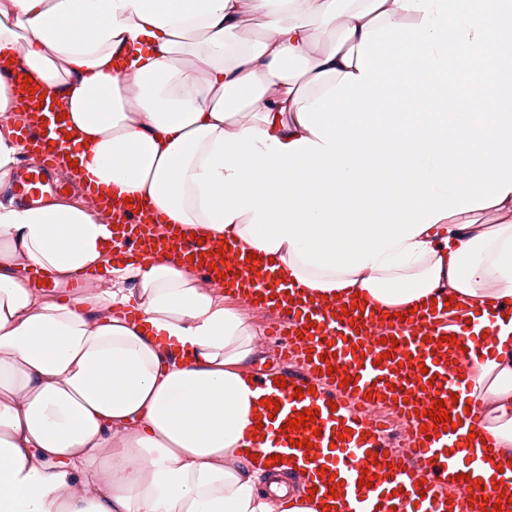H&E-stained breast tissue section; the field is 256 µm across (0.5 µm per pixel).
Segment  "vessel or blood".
I'll return each mask as SVG.
<instances>
[{
	"instance_id": "b4317fda",
	"label": "vessel or blood",
	"mask_w": 512,
	"mask_h": 512,
	"mask_svg": "<svg viewBox=\"0 0 512 512\" xmlns=\"http://www.w3.org/2000/svg\"><path fill=\"white\" fill-rule=\"evenodd\" d=\"M20 97L13 125L23 146L40 149L43 165L23 169L14 190L16 196L37 201L63 193L70 182L64 155L48 136L50 119L37 113L38 102L28 91ZM82 194L84 203L93 204L105 224L114 227L123 259L202 256L196 269L204 285L216 284L217 274L232 270L233 285L243 290L249 307L278 312L275 331L287 337L295 368L285 373L282 388L263 377L255 381L263 398L280 404L274 413L258 411L264 434L260 459L278 454L292 461L314 488L315 499L331 504V512H383V497L394 487L400 490L396 512H473L469 491L451 500L444 490L449 472L486 463L495 454L490 444L469 440L480 425V413L472 412L453 431L420 429L425 410L437 401H445L446 412L455 410L450 403L455 369L470 361L474 336L465 308L427 303L403 319L369 306L346 313L341 304L312 301L281 286L277 274L247 262L235 248L182 234L148 205L104 199L89 186ZM385 337L390 340L386 346L381 343ZM436 341L441 349H433ZM299 390L304 393L300 399L295 396ZM374 407L387 409L403 425L406 451L386 450L383 423L370 413ZM302 410L312 411L321 434L309 429L283 433V424ZM304 438L308 447H299Z\"/></svg>"
}]
</instances>
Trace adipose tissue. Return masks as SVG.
I'll return each mask as SVG.
<instances>
[{
    "label": "adipose tissue",
    "mask_w": 512,
    "mask_h": 512,
    "mask_svg": "<svg viewBox=\"0 0 512 512\" xmlns=\"http://www.w3.org/2000/svg\"><path fill=\"white\" fill-rule=\"evenodd\" d=\"M506 30L512 0H0V190L23 150L13 66L64 102L75 181L144 196L313 297L460 300L494 329L459 374L491 486L512 474ZM452 60L498 111H449ZM423 73L437 110L395 111ZM111 238L62 197L0 203V512H320L287 493L291 462L244 453L258 332L223 287L168 256L77 298L17 274L97 270Z\"/></svg>",
    "instance_id": "adipose-tissue-1"
}]
</instances>
